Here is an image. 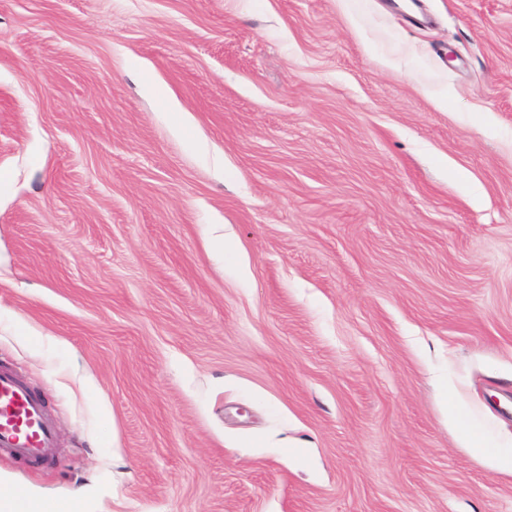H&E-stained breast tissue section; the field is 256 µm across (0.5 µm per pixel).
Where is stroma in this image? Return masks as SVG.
I'll return each mask as SVG.
<instances>
[{
    "mask_svg": "<svg viewBox=\"0 0 512 512\" xmlns=\"http://www.w3.org/2000/svg\"><path fill=\"white\" fill-rule=\"evenodd\" d=\"M417 8L0 0L1 487L512 512V0ZM58 434L43 400L0 369V457L38 464L55 457Z\"/></svg>",
    "mask_w": 512,
    "mask_h": 512,
    "instance_id": "obj_1",
    "label": "stroma"
}]
</instances>
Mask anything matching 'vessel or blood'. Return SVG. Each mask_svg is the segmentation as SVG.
<instances>
[{
    "instance_id": "1",
    "label": "vessel or blood",
    "mask_w": 512,
    "mask_h": 512,
    "mask_svg": "<svg viewBox=\"0 0 512 512\" xmlns=\"http://www.w3.org/2000/svg\"><path fill=\"white\" fill-rule=\"evenodd\" d=\"M58 434L43 400L0 369V457L38 464L55 457Z\"/></svg>"
}]
</instances>
